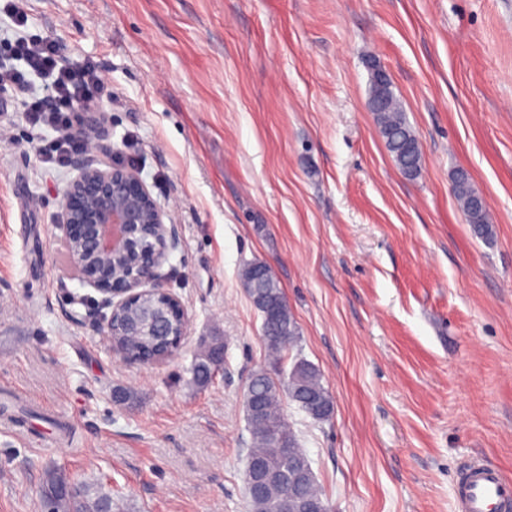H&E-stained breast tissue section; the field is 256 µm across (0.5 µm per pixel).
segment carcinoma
Masks as SVG:
<instances>
[{"label":"carcinoma","instance_id":"cac0c4a2","mask_svg":"<svg viewBox=\"0 0 512 512\" xmlns=\"http://www.w3.org/2000/svg\"><path fill=\"white\" fill-rule=\"evenodd\" d=\"M377 94L386 101L385 109L375 113L385 146L401 172L414 178L422 166L418 137L392 85L380 91L370 84V96ZM454 193L473 234L479 238L490 237L492 225L484 198L471 187L468 174L462 170L456 174ZM241 277L250 301L261 313L265 346L270 363L275 366L298 346V324L288 308L283 289L264 263L246 264ZM175 325L174 320H169L166 336H120L117 341L133 357H151L163 352L176 339ZM225 348L224 342L216 341L196 358L191 368L193 383L209 384L215 369L224 362ZM285 398L317 421H326L334 413L333 398L320 370L303 358H294L288 371L273 375L261 367L249 375L243 403L252 443L245 471L251 512H310L312 504L317 505L319 512H330L310 459L288 424L282 404ZM281 436L288 439L286 450L279 447ZM66 483L67 479L57 471L45 475L43 498L56 499V512H112V498L107 494L80 492L69 499L58 497L60 487Z\"/></svg>","mask_w":512,"mask_h":512}]
</instances>
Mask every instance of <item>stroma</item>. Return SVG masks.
<instances>
[{
    "mask_svg": "<svg viewBox=\"0 0 512 512\" xmlns=\"http://www.w3.org/2000/svg\"><path fill=\"white\" fill-rule=\"evenodd\" d=\"M112 89L94 163L132 167L177 226L159 269L184 302L175 354L143 365L60 227L75 168L36 154L0 92V512H43L45 470L116 512H250L244 384L266 364L240 281L265 263L333 417L284 409L331 512H458L474 460L512 480V0H25ZM376 60L422 149L401 173L368 110ZM465 170L493 226L473 235ZM222 337L204 388L191 364Z\"/></svg>",
    "mask_w": 512,
    "mask_h": 512,
    "instance_id": "35a3bbf8",
    "label": "stroma"
}]
</instances>
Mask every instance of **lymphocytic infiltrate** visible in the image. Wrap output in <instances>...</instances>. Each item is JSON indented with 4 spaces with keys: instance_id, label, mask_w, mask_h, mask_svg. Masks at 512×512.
I'll return each instance as SVG.
<instances>
[{
    "instance_id": "f902f5d3",
    "label": "lymphocytic infiltrate",
    "mask_w": 512,
    "mask_h": 512,
    "mask_svg": "<svg viewBox=\"0 0 512 512\" xmlns=\"http://www.w3.org/2000/svg\"><path fill=\"white\" fill-rule=\"evenodd\" d=\"M6 48L19 65L0 66V88L24 93L23 112L30 125L55 130V138L42 142L40 155L44 162L66 167L74 154L88 148L85 138L71 136V129L80 123L83 112L111 98V88L100 79L92 62L64 64L62 47L52 38L20 36ZM33 75L45 79L41 93L35 95L27 92Z\"/></svg>"
}]
</instances>
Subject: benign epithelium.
Instances as JSON below:
<instances>
[{"mask_svg":"<svg viewBox=\"0 0 512 512\" xmlns=\"http://www.w3.org/2000/svg\"><path fill=\"white\" fill-rule=\"evenodd\" d=\"M130 167L77 165L64 192L63 224L71 262L86 284L111 307L107 337L123 336L116 318L131 303L158 297L181 321L179 340L187 335L188 315L179 296L164 287L158 268L175 243V225Z\"/></svg>","mask_w":512,"mask_h":512,"instance_id":"1","label":"benign epithelium"}]
</instances>
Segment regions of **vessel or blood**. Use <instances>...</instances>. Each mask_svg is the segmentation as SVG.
I'll return each mask as SVG.
<instances>
[{
	"label": "vessel or blood",
	"instance_id": "vessel-or-blood-1",
	"mask_svg": "<svg viewBox=\"0 0 512 512\" xmlns=\"http://www.w3.org/2000/svg\"><path fill=\"white\" fill-rule=\"evenodd\" d=\"M460 512H512V480L484 463L465 471L459 485Z\"/></svg>",
	"mask_w": 512,
	"mask_h": 512
}]
</instances>
